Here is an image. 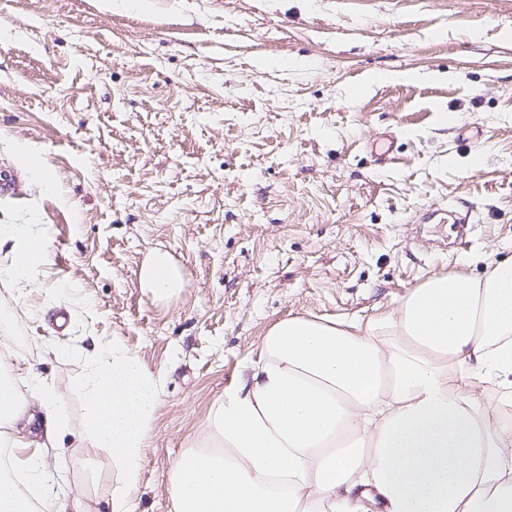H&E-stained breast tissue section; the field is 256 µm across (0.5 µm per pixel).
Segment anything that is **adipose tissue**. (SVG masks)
Masks as SVG:
<instances>
[{
    "label": "adipose tissue",
    "instance_id": "adipose-tissue-1",
    "mask_svg": "<svg viewBox=\"0 0 512 512\" xmlns=\"http://www.w3.org/2000/svg\"><path fill=\"white\" fill-rule=\"evenodd\" d=\"M11 261L0 275L29 284L47 262L30 224H1ZM141 286L157 298L185 286L155 253ZM0 385V443L28 484L50 478L47 456L14 428L38 406L66 428L64 398L28 369ZM500 392L485 402V386ZM162 373L120 341L88 355L77 391L81 426L110 451L111 488L46 512H136ZM172 512H512V259L484 277L435 276L390 315L363 327L293 316L267 332L258 360L211 409L202 437L174 463Z\"/></svg>",
    "mask_w": 512,
    "mask_h": 512
}]
</instances>
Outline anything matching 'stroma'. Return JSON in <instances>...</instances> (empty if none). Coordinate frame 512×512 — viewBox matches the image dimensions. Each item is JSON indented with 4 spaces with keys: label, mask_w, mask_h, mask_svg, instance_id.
Masks as SVG:
<instances>
[{
    "label": "stroma",
    "mask_w": 512,
    "mask_h": 512,
    "mask_svg": "<svg viewBox=\"0 0 512 512\" xmlns=\"http://www.w3.org/2000/svg\"><path fill=\"white\" fill-rule=\"evenodd\" d=\"M1 169L0 224L49 258L26 292L0 278V358L73 423L34 497L111 486L76 385L116 338L165 374L137 502L170 512L174 462L275 323H365L512 257V0H0ZM159 250L186 282L165 301L139 281Z\"/></svg>",
    "instance_id": "obj_1"
}]
</instances>
